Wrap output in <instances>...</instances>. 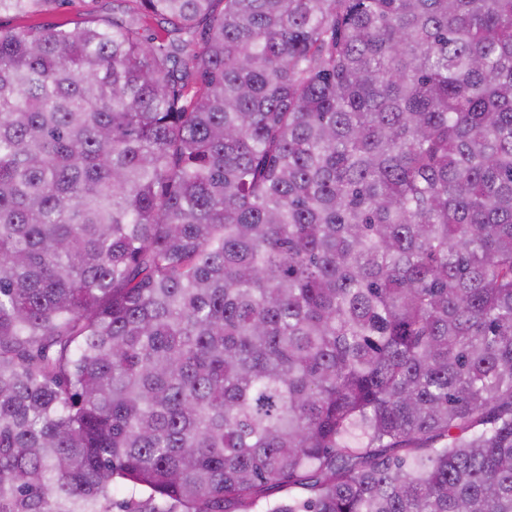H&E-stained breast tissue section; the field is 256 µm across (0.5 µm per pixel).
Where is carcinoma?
Segmentation results:
<instances>
[{"instance_id": "obj_1", "label": "carcinoma", "mask_w": 512, "mask_h": 512, "mask_svg": "<svg viewBox=\"0 0 512 512\" xmlns=\"http://www.w3.org/2000/svg\"><path fill=\"white\" fill-rule=\"evenodd\" d=\"M125 2L0 27V512H512V0ZM124 7L125 3L120 0H67L40 14L16 16L12 13H3L0 15V26H43L73 30L91 18H112V14H120Z\"/></svg>"}]
</instances>
